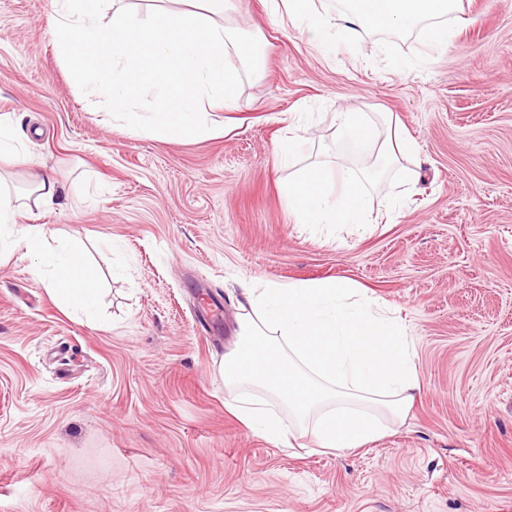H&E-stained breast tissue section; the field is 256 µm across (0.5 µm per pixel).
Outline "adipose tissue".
<instances>
[{"instance_id":"ef3b65f1","label":"adipose tissue","mask_w":512,"mask_h":512,"mask_svg":"<svg viewBox=\"0 0 512 512\" xmlns=\"http://www.w3.org/2000/svg\"><path fill=\"white\" fill-rule=\"evenodd\" d=\"M459 0H345L339 17L312 8L311 0H288V15L308 44L323 53L337 41L351 43L359 28L418 33L429 45L448 41V24ZM344 28H337V21ZM337 142L352 156L400 166L416 151L402 134L380 139L363 112L335 116ZM376 167L344 180L335 193L309 168L288 185L286 206L296 223L361 224L370 208L366 182ZM15 200L0 191V255L22 249L35 275L68 309L93 313L99 290L81 243L57 236L43 224L18 227ZM242 339L225 358L226 387L236 389L229 410L267 441L291 447L295 429L310 430L317 448L347 450L382 436L383 418L403 419L421 390L415 346L405 325L365 289L343 280L265 283L248 289ZM269 394L275 406L256 399Z\"/></svg>"}]
</instances>
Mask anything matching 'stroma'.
I'll list each match as a JSON object with an SVG mask.
<instances>
[{
	"label": "stroma",
	"instance_id": "stroma-1",
	"mask_svg": "<svg viewBox=\"0 0 512 512\" xmlns=\"http://www.w3.org/2000/svg\"><path fill=\"white\" fill-rule=\"evenodd\" d=\"M48 10L0 0V117L28 155L0 173L57 180L58 205L18 224L78 238L103 296L89 322L24 250L0 259V512H512V0H461L441 48L366 30L328 56L268 0H236L222 24L258 39V72L178 142L84 98ZM349 109L391 118L422 179L386 170L362 228L295 223L300 170L332 189L357 169L333 136ZM309 279L366 288L416 347L404 423L353 450L280 448L226 408L245 288Z\"/></svg>",
	"mask_w": 512,
	"mask_h": 512
}]
</instances>
